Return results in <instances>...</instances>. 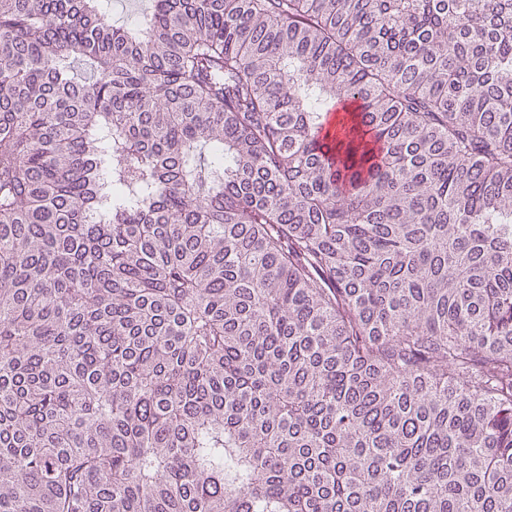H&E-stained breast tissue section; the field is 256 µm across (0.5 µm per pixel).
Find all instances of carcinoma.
Listing matches in <instances>:
<instances>
[{"label": "carcinoma", "mask_w": 512, "mask_h": 512, "mask_svg": "<svg viewBox=\"0 0 512 512\" xmlns=\"http://www.w3.org/2000/svg\"><path fill=\"white\" fill-rule=\"evenodd\" d=\"M0 512H512V0H0ZM151 2L152 0H109L104 6L116 22L134 25L150 10Z\"/></svg>", "instance_id": "1"}]
</instances>
